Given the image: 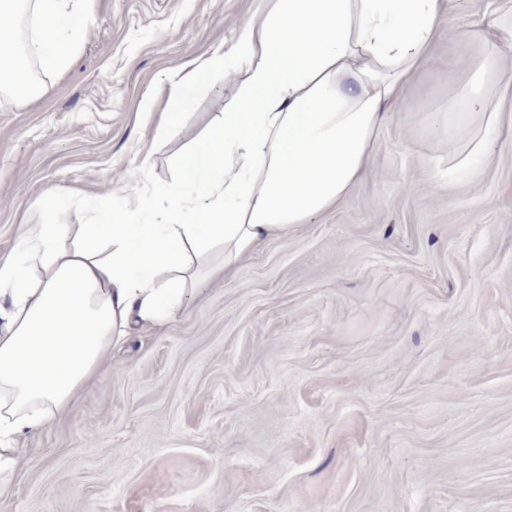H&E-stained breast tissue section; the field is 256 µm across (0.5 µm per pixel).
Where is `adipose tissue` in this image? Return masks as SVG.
Instances as JSON below:
<instances>
[{
	"instance_id": "1",
	"label": "adipose tissue",
	"mask_w": 512,
	"mask_h": 512,
	"mask_svg": "<svg viewBox=\"0 0 512 512\" xmlns=\"http://www.w3.org/2000/svg\"><path fill=\"white\" fill-rule=\"evenodd\" d=\"M90 0H0V91L27 100L39 85L27 66L63 70L91 21ZM450 0H271L234 42L199 68L235 81L236 95L207 135L180 156L161 219L104 207L70 238L66 224H30L0 258V485L23 461L20 438L54 425L141 327L184 311L195 264L214 247L232 273L266 240L341 204L371 172L382 109L419 73L441 35L480 36L477 55L449 59L468 75L462 121L480 104L484 135L460 159L470 167L512 126L485 88L512 56L495 16L448 28Z\"/></svg>"
}]
</instances>
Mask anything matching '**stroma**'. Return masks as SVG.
<instances>
[{
  "instance_id": "stroma-1",
  "label": "stroma",
  "mask_w": 512,
  "mask_h": 512,
  "mask_svg": "<svg viewBox=\"0 0 512 512\" xmlns=\"http://www.w3.org/2000/svg\"><path fill=\"white\" fill-rule=\"evenodd\" d=\"M263 6L93 0L39 96L0 93V256L24 225L95 223L119 169L114 205L157 221L178 157L237 91L192 74ZM511 13L452 0L449 22ZM475 50L438 42L336 209L229 278L206 275L221 253L202 260L177 320L113 347L70 412L21 439L0 512H512V146L474 172L448 152L481 127L477 104L467 129L446 123L467 82L448 57Z\"/></svg>"
}]
</instances>
